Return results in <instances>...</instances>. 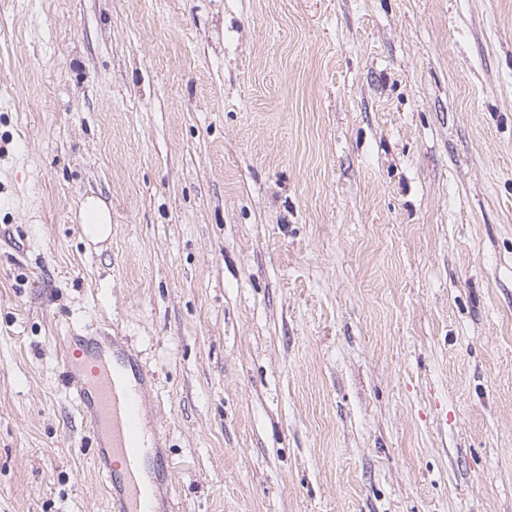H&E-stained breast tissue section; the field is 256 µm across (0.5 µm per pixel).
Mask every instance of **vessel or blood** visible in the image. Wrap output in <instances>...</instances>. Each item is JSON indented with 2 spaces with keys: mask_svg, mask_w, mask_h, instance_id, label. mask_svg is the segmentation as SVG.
<instances>
[{
  "mask_svg": "<svg viewBox=\"0 0 512 512\" xmlns=\"http://www.w3.org/2000/svg\"><path fill=\"white\" fill-rule=\"evenodd\" d=\"M62 378L94 435L112 512H162L156 474L169 463L161 425L145 424L149 374L118 337L82 336L63 352Z\"/></svg>",
  "mask_w": 512,
  "mask_h": 512,
  "instance_id": "obj_1",
  "label": "vessel or blood"
}]
</instances>
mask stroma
Instances as JSON below:
<instances>
[{"mask_svg": "<svg viewBox=\"0 0 512 512\" xmlns=\"http://www.w3.org/2000/svg\"><path fill=\"white\" fill-rule=\"evenodd\" d=\"M73 336L168 512H512V0H0V512H108ZM80 224L86 237L93 241L105 240L112 231V214L106 204L97 196L89 195L81 202ZM63 381L93 433V461L112 499L113 512H161L154 473L171 469L162 426L147 427L152 378L118 337L81 336L63 352Z\"/></svg>", "mask_w": 512, "mask_h": 512, "instance_id": "35a3bbf8", "label": "stroma"}]
</instances>
